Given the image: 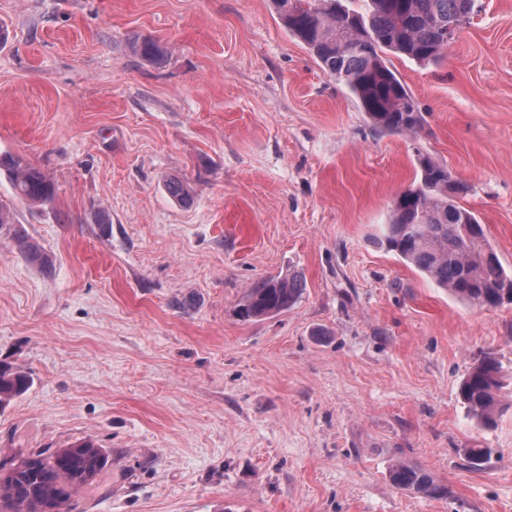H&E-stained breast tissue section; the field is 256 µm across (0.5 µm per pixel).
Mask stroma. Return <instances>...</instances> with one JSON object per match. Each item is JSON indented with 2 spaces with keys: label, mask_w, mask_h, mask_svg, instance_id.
<instances>
[{
  "label": "stroma",
  "mask_w": 512,
  "mask_h": 512,
  "mask_svg": "<svg viewBox=\"0 0 512 512\" xmlns=\"http://www.w3.org/2000/svg\"><path fill=\"white\" fill-rule=\"evenodd\" d=\"M0 26V153L58 188L33 210L0 176L51 261L0 233V362L33 378L0 409V459L106 448L70 512H512V408L483 430L458 399L491 353L512 405V305L465 306L374 243L422 151L512 270V0H477L437 64L393 58L414 136L374 132L269 0H0ZM288 273L295 306L239 316ZM398 461L448 498L397 489ZM132 50L140 58L156 63L165 61L170 55L167 46L151 37H135L132 41ZM305 288V282L297 274L263 278L248 289L239 315L256 319L288 311L300 300Z\"/></svg>",
  "instance_id": "stroma-1"
}]
</instances>
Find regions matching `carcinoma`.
<instances>
[{"instance_id":"carcinoma-1","label":"carcinoma","mask_w":512,"mask_h":512,"mask_svg":"<svg viewBox=\"0 0 512 512\" xmlns=\"http://www.w3.org/2000/svg\"><path fill=\"white\" fill-rule=\"evenodd\" d=\"M361 2L358 8L351 0H271V5L288 34L346 89L376 132L415 135L423 115L388 55L421 65L440 62L475 13V0ZM132 50L156 63L170 55L167 46L151 37L134 38ZM417 164L419 176L393 198L377 244L461 303L479 308L512 304V272L500 263L477 215L458 202L465 185L427 154L418 153ZM1 173L12 183L16 198L29 205L48 206L56 196L55 183L21 155L0 154ZM167 190L181 203L193 194L176 178L167 182ZM15 240L29 262L49 263L39 244L22 235ZM305 288L297 274L263 278L248 289L239 315L256 319L285 312ZM31 385L28 373L0 364V408ZM503 388L501 365L492 354L467 371L458 397L476 426L485 430L497 426L505 411ZM108 464V451L92 439L0 463V512H64L72 496L93 484ZM389 477L399 489L436 499L448 497V487L418 466L395 464Z\"/></svg>"}]
</instances>
